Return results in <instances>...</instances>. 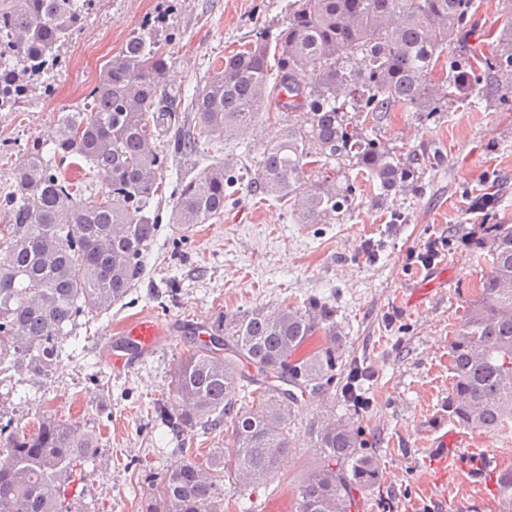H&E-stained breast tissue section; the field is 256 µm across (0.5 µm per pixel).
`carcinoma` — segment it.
<instances>
[{"label":"carcinoma","instance_id":"carcinoma-1","mask_svg":"<svg viewBox=\"0 0 512 512\" xmlns=\"http://www.w3.org/2000/svg\"><path fill=\"white\" fill-rule=\"evenodd\" d=\"M473 0H288V23L224 60L191 102L197 129L177 126L181 92L162 88L169 61L145 31L131 36L104 67L85 109L60 119L44 156L35 142L13 169L9 223L0 224V375L32 380L57 370L62 341L84 312H102L143 274L158 234L151 201L163 194L166 155L196 165L202 138H229L270 111L303 112L267 142L257 160L254 190L291 204L302 224L348 210V188L336 184L332 163L352 162L382 192L408 186L414 169L349 129L347 107L380 121L392 111L423 112L441 96L432 73L471 22ZM85 17L82 0H0V34L15 53L0 62V85L28 93L27 79L56 54ZM491 63L512 77V24L498 38ZM369 69L357 66L358 55ZM277 74L271 77L270 60ZM455 61L448 97L468 87L473 66ZM352 88V102L337 91ZM174 139L154 140L169 130ZM75 162H68V159ZM85 162L107 176L99 201L85 205L67 177ZM317 164L320 179L307 182ZM234 176L217 162L178 179L175 223L205 224L224 213ZM481 240L492 270L480 298L459 326L449 350L452 374L448 418L487 432L512 427V224H486ZM328 313L290 306L255 308L224 324V337L197 345L174 372V401L158 412L177 436L201 429L224 434V447L199 463L186 462L153 484L146 512H224V470L252 484L273 475L288 452L298 397L292 386L319 389L336 365L329 345L301 353ZM0 429V512H69L65 483L98 448L78 421L44 415L30 431ZM357 433L341 418L317 432L322 465L297 489L295 512H349L352 485L377 477L374 461L358 454ZM502 512H512V466L497 474Z\"/></svg>","mask_w":512,"mask_h":512}]
</instances>
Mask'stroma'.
I'll return each mask as SVG.
<instances>
[{
    "instance_id": "35a3bbf8",
    "label": "stroma",
    "mask_w": 512,
    "mask_h": 512,
    "mask_svg": "<svg viewBox=\"0 0 512 512\" xmlns=\"http://www.w3.org/2000/svg\"><path fill=\"white\" fill-rule=\"evenodd\" d=\"M473 11L472 31L452 45L450 59L474 46L494 57L495 43H478V35L512 23L502 0H474ZM287 21L288 0H97L60 47L51 84L31 85L27 103L0 112V224L8 221L15 163L33 142L49 141L60 109L85 106L106 62L131 35L153 31L171 58L167 89L189 98L256 31L276 32ZM492 75L475 70L472 93L440 100L427 120L391 112L376 121L349 110L354 128L375 133L415 164L418 178L384 196L342 166L339 180L355 186L352 205L318 224L299 223L290 204L250 190L258 178L254 157L282 126L300 122L299 114L279 113L258 120L246 136L201 145L199 167L230 164L239 181L220 219L189 229L174 222L177 175L188 164L169 155L164 194L150 204L161 227L143 276L109 310L79 316L52 377L35 384L17 375L0 385V418L14 427L32 429L51 411L96 434L99 448L67 493L71 512H145L153 480L223 447L216 433L175 438L155 411L172 399L174 371L197 341L195 323L214 328L247 310L287 305L330 310L336 367L328 383L301 395L291 448L274 478L255 487L225 475L224 512H294L296 487L321 463L316 432L329 413L351 424L360 454L380 466L376 482L355 487L352 512H427L419 475L432 430L448 417L449 346L491 270L478 240L484 225L512 224V82L481 96ZM432 243L448 284L406 306L404 296L426 272L407 266L406 257ZM145 317L169 325L167 336L152 356L113 372L109 340ZM354 370L363 374L359 404L347 395Z\"/></svg>"
}]
</instances>
